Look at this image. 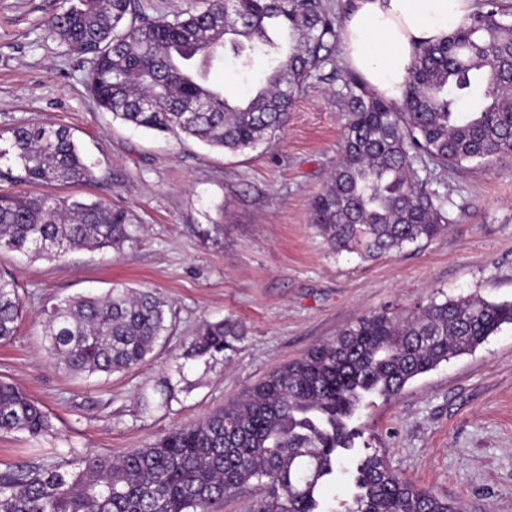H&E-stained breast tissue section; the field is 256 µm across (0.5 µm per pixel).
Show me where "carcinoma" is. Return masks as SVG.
<instances>
[{"label": "carcinoma", "instance_id": "cac0c4a2", "mask_svg": "<svg viewBox=\"0 0 512 512\" xmlns=\"http://www.w3.org/2000/svg\"><path fill=\"white\" fill-rule=\"evenodd\" d=\"M135 0H77L47 22L49 35L91 56L86 85L97 105L127 124L229 152L277 135L308 79L336 53L339 32L324 0H204L186 15L135 16ZM263 67L260 82L231 101L209 81L226 55ZM342 156L312 203L313 223L337 251L378 258L432 240L450 223L448 195L416 164L446 169L512 155V13L486 0L469 24L420 46L403 100L385 99L351 71L336 73ZM0 146L24 184L94 179L71 130L13 127ZM132 214L102 199L81 201L0 189V250L59 260L76 250L116 252L133 240ZM25 306L0 273V343L16 335ZM170 306L152 288L115 284L43 309L50 361L92 378L131 371L167 340ZM512 325V302L434 298L404 312H371L302 357L274 367L241 398L119 459L88 454L19 464L0 474V512H222L226 499L264 482L258 512H325L321 488L336 477L367 397H392L440 364L476 350ZM230 319L204 321L175 354L188 362L228 360L243 340ZM176 399L172 376L144 394L148 414ZM52 423L27 393L0 381V432L31 437ZM345 512H464L417 488L379 451L356 467Z\"/></svg>", "mask_w": 512, "mask_h": 512}]
</instances>
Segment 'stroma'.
Segmentation results:
<instances>
[{"label":"stroma","mask_w":512,"mask_h":512,"mask_svg":"<svg viewBox=\"0 0 512 512\" xmlns=\"http://www.w3.org/2000/svg\"><path fill=\"white\" fill-rule=\"evenodd\" d=\"M63 0H0V132L52 122L71 129L94 165L83 184L39 195L100 198L134 218L122 251H73L32 261L0 251L27 311L0 345V379L36 400L54 424L32 438L0 433V473L51 453L120 456L236 400L279 363L334 339L361 316L416 302L478 295L512 302V157L433 171L448 194L446 233L376 260L333 251L310 204L341 155L333 96L342 55L307 82L287 126L257 149L231 154L146 132L98 108L87 59L49 38ZM154 288L172 307L168 339L129 373L85 380L50 364L41 310L114 284ZM237 320L246 337L231 361L187 365L169 410L141 414L139 397L169 370L170 351L202 321ZM356 454L381 449L418 488L466 512H512V327L475 352L373 396L353 422Z\"/></svg>","instance_id":"stroma-1"}]
</instances>
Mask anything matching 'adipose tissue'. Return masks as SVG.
Wrapping results in <instances>:
<instances>
[{"label": "adipose tissue", "mask_w": 512, "mask_h": 512, "mask_svg": "<svg viewBox=\"0 0 512 512\" xmlns=\"http://www.w3.org/2000/svg\"><path fill=\"white\" fill-rule=\"evenodd\" d=\"M474 10V0H354L341 44L348 64L381 95L400 100L414 54Z\"/></svg>", "instance_id": "adipose-tissue-1"}]
</instances>
